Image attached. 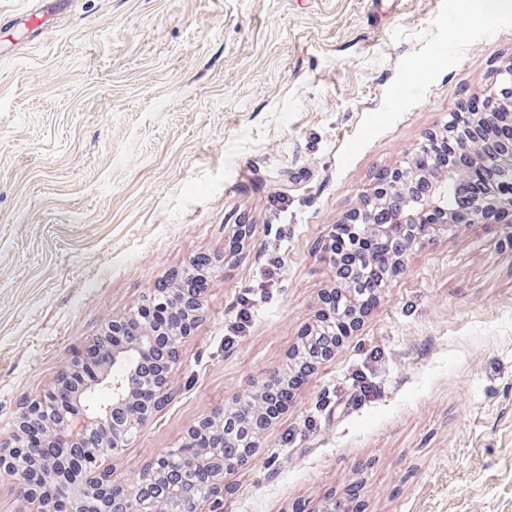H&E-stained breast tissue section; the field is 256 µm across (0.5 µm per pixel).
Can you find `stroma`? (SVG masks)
Masks as SVG:
<instances>
[{
    "mask_svg": "<svg viewBox=\"0 0 512 512\" xmlns=\"http://www.w3.org/2000/svg\"><path fill=\"white\" fill-rule=\"evenodd\" d=\"M480 2L65 0L35 29L15 17L37 0H0V453L22 404L198 254L224 258L203 317L153 419L104 471L129 482L285 366L337 286L333 226L512 65V10ZM329 499L512 512V240L499 225L408 249L224 479V512Z\"/></svg>",
    "mask_w": 512,
    "mask_h": 512,
    "instance_id": "stroma-1",
    "label": "stroma"
}]
</instances>
